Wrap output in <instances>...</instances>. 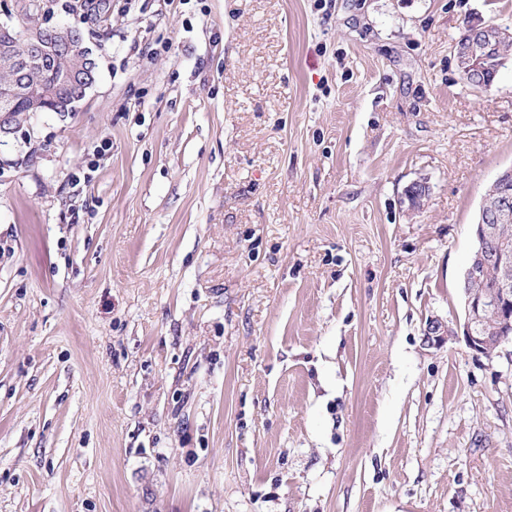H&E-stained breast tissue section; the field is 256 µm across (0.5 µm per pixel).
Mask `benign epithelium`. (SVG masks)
Returning <instances> with one entry per match:
<instances>
[{
  "mask_svg": "<svg viewBox=\"0 0 512 512\" xmlns=\"http://www.w3.org/2000/svg\"><path fill=\"white\" fill-rule=\"evenodd\" d=\"M42 25L39 4L32 0L24 19L26 39L38 38ZM0 37L4 42L0 46L3 66H19L21 58L14 52L18 34L10 26L0 24ZM487 38L498 41V47L506 52L512 49L511 33L494 35L482 23L471 25L469 39L454 49L459 71L471 76L476 89L487 86L483 74L486 69L484 42ZM38 48L45 57H52L61 50L84 58L91 54L84 40L73 37L69 31L57 32V40L40 44ZM92 86L93 82L82 78L78 70L59 72L51 85L38 91H32L24 83L15 81L0 89V112L13 111L12 101L15 98L31 94L46 100L56 110L66 108L72 111ZM501 179L503 175L500 174L496 182L490 185L480 205L477 221L473 224L474 247L461 285L463 323L459 330L449 332L451 336H462L470 350L486 356L492 355L503 342L512 338V254L491 249L501 225L512 222V194L505 189H497V182ZM489 271L497 279L496 288L492 290L480 286L483 275Z\"/></svg>",
  "mask_w": 512,
  "mask_h": 512,
  "instance_id": "obj_1",
  "label": "benign epithelium"
}]
</instances>
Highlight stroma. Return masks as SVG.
<instances>
[{"instance_id": "stroma-1", "label": "stroma", "mask_w": 512, "mask_h": 512, "mask_svg": "<svg viewBox=\"0 0 512 512\" xmlns=\"http://www.w3.org/2000/svg\"><path fill=\"white\" fill-rule=\"evenodd\" d=\"M71 2L93 87L0 124V512H512V340L425 337L512 166V57L454 44L512 0ZM468 33L469 28L466 27L456 42L465 40L468 37ZM511 36V32L492 34L482 22L471 24L469 39L463 44L455 46L454 49L457 66L459 71L462 72H459L462 82L467 86H471V76L472 85L476 89L490 85L487 84L483 74V71L487 68L485 65L486 56L483 54L485 39L493 37L499 42L497 47L504 49L503 55H505L512 48Z\"/></svg>"}]
</instances>
